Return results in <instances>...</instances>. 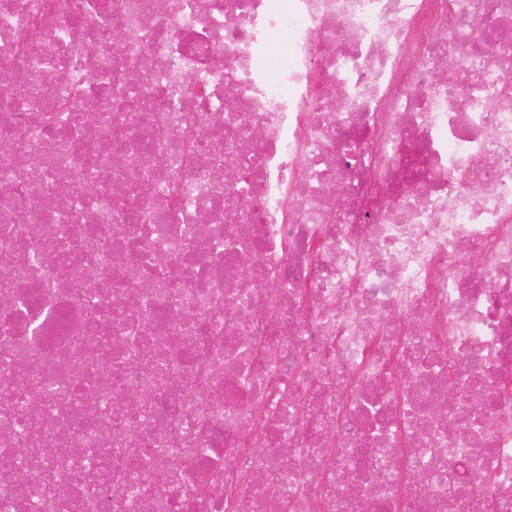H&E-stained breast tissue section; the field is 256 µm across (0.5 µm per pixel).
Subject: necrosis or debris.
I'll list each match as a JSON object with an SVG mask.
<instances>
[{
  "mask_svg": "<svg viewBox=\"0 0 512 512\" xmlns=\"http://www.w3.org/2000/svg\"><path fill=\"white\" fill-rule=\"evenodd\" d=\"M0 67V512H512V0H0Z\"/></svg>",
  "mask_w": 512,
  "mask_h": 512,
  "instance_id": "obj_1",
  "label": "necrosis or debris"
}]
</instances>
